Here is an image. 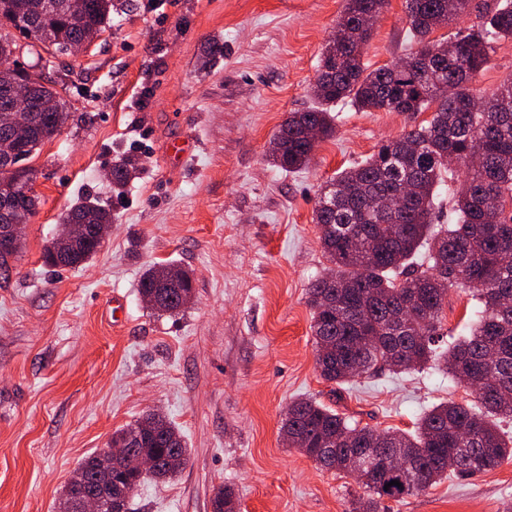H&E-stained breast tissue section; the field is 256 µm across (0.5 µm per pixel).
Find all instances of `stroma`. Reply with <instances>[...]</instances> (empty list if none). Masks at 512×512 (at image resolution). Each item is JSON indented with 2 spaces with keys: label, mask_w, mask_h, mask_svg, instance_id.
I'll use <instances>...</instances> for the list:
<instances>
[{
  "label": "stroma",
  "mask_w": 512,
  "mask_h": 512,
  "mask_svg": "<svg viewBox=\"0 0 512 512\" xmlns=\"http://www.w3.org/2000/svg\"><path fill=\"white\" fill-rule=\"evenodd\" d=\"M114 4L88 55H53L45 72L71 117L30 162L37 213L0 269V512H59L84 457L152 411L180 430L188 458L169 479L145 478L132 512H213L224 486L239 512H347L358 483L280 432L293 400L408 432L433 405L472 400L428 367L326 382L310 329L307 288L328 267L313 222L321 186L431 114L337 105L336 131L309 167L282 171L268 160L270 141L288 113L313 104L344 0ZM216 43L224 51L214 56ZM411 47L405 0H389L364 61L374 69ZM175 140L194 146L179 165ZM124 156L139 170L117 190L110 173ZM84 201L112 213L103 247L79 267L47 266L61 215ZM158 263L194 276L193 301L177 313L139 295ZM115 297L116 318L106 310ZM477 306L471 291H449L444 343ZM507 501L511 461L448 476L382 512H502Z\"/></svg>",
  "instance_id": "obj_1"
}]
</instances>
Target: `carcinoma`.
Instances as JSON below:
<instances>
[{
  "label": "carcinoma",
  "instance_id": "1",
  "mask_svg": "<svg viewBox=\"0 0 512 512\" xmlns=\"http://www.w3.org/2000/svg\"><path fill=\"white\" fill-rule=\"evenodd\" d=\"M0 0V17L14 32L0 31V60L21 47L43 61L41 50L62 51L89 28L103 31L112 21L113 0H89L86 14L68 18L33 0ZM387 0H345V8L320 59L315 79L317 105L290 112L270 142L274 166L288 172L311 163L316 141L335 127L330 107L346 102L358 111L423 112L434 108L428 125L381 144L364 162L341 171L317 196L313 221L332 272L311 281L308 304L317 346V367L327 382L343 385L356 376L394 373L429 363L473 387L474 404L452 399L435 405L411 433L359 426L309 398L288 406L281 432L291 447L327 471L346 473L352 455L378 446L382 453L403 455L400 471L375 466L364 494L351 500L349 512H380L386 499L400 501L433 487L453 474L472 478L512 459V436L504 437L499 420L512 418V82L490 95L476 93L473 79L491 62L498 42L512 38V0L484 3L479 21L440 41L433 30L463 14L470 0H406L417 48L407 66L368 70L363 62L373 24ZM27 74L0 68V88H25ZM69 117L57 102L40 120L34 139L15 164L23 166L37 150L61 134ZM137 169L123 157L112 168V184L122 187ZM460 180L452 192L456 223H433L432 207L445 180ZM412 187L393 213L381 214L375 201ZM29 214L36 213L32 186L13 189ZM65 220L74 224H109L111 214L91 202L73 207ZM426 248L427 267L412 266ZM67 266L94 256L78 244L67 248ZM162 264L149 267L139 292L168 301L175 313L193 300V276L183 269L174 283L161 276ZM467 287L478 298L468 332L446 350H438L442 310L448 291ZM156 433L139 451L163 460L186 450L183 435L167 418L148 415ZM393 480L401 486L386 484ZM233 489L222 487L213 512H237Z\"/></svg>",
  "mask_w": 512,
  "mask_h": 512
}]
</instances>
